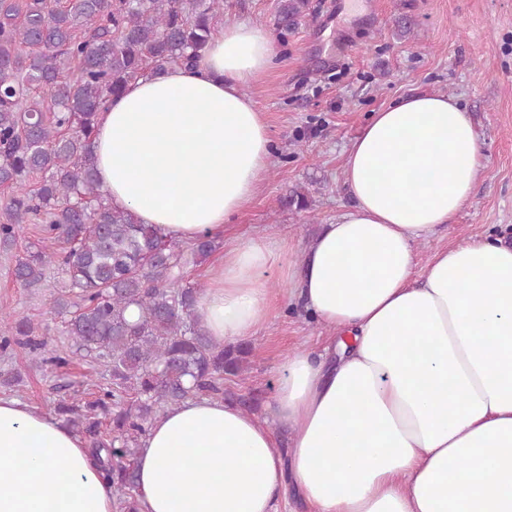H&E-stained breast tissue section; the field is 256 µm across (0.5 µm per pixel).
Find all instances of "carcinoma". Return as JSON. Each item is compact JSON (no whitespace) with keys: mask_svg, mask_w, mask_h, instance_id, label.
Listing matches in <instances>:
<instances>
[{"mask_svg":"<svg viewBox=\"0 0 512 512\" xmlns=\"http://www.w3.org/2000/svg\"><path fill=\"white\" fill-rule=\"evenodd\" d=\"M224 0H0V248L22 224L39 238L14 277L37 288L46 269L66 275L52 312L66 350L26 317L0 311V354L26 347L66 368L86 360L110 386L57 407L101 465L118 512H138L133 456L153 422L197 396L224 397V376L245 371L248 345L217 344L198 326L203 285L188 269L222 246L182 243L107 204L92 134L110 98L152 69L188 66L205 48ZM311 15L310 0H278L284 37ZM112 415V425L103 418Z\"/></svg>","mask_w":512,"mask_h":512,"instance_id":"carcinoma-1","label":"carcinoma"}]
</instances>
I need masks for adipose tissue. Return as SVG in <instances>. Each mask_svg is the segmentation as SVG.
Here are the masks:
<instances>
[{
    "label": "adipose tissue",
    "instance_id": "1",
    "mask_svg": "<svg viewBox=\"0 0 512 512\" xmlns=\"http://www.w3.org/2000/svg\"><path fill=\"white\" fill-rule=\"evenodd\" d=\"M276 47L260 25L213 31L193 67L147 73L100 111L94 160L110 205L179 241L244 210L263 185L269 126L245 87ZM482 149L469 112L413 94L376 112L346 151L350 210L292 245L225 240L194 315L220 344L253 337L288 280L328 334L288 355L263 416L214 397L152 424L135 456L139 512H512V246L473 239L417 272L414 245L470 198ZM290 433L278 450L276 428ZM0 512H117L81 437L0 398Z\"/></svg>",
    "mask_w": 512,
    "mask_h": 512
}]
</instances>
